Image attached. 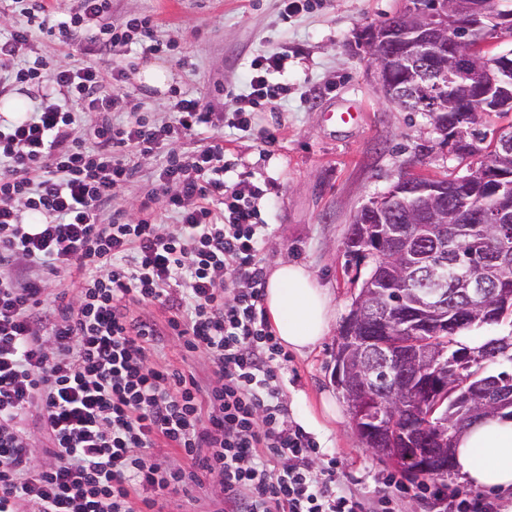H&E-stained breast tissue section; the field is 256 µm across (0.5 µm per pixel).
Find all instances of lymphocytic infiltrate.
<instances>
[{
    "label": "lymphocytic infiltrate",
    "mask_w": 512,
    "mask_h": 512,
    "mask_svg": "<svg viewBox=\"0 0 512 512\" xmlns=\"http://www.w3.org/2000/svg\"><path fill=\"white\" fill-rule=\"evenodd\" d=\"M27 2L0 40V96L23 84L37 101L23 122L0 124V512H153L184 481L164 467L166 448L210 474L230 510L360 512L335 472L300 465L315 445L287 427L272 386L285 355L261 308L262 190L227 186L223 138L168 155L153 180L148 198L176 214L173 230L112 207L135 173L132 155L212 126L187 94L173 122L114 123L133 47L167 49L154 18L115 26L112 0H76L63 18L47 0ZM79 31L86 52L109 49L108 69L18 58L35 33L65 44ZM284 59L252 60V105L282 94L269 75ZM81 109L92 123L79 122ZM27 211L42 223H25ZM61 276L78 277L75 300L50 293ZM153 304L186 351L208 355L206 378L150 364L162 329L130 308Z\"/></svg>",
    "instance_id": "obj_1"
}]
</instances>
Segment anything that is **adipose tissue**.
Masks as SVG:
<instances>
[{
    "mask_svg": "<svg viewBox=\"0 0 512 512\" xmlns=\"http://www.w3.org/2000/svg\"><path fill=\"white\" fill-rule=\"evenodd\" d=\"M263 300L274 336L288 349L302 354L328 336L330 297L303 264L283 261L270 269ZM454 463L461 478L476 486L512 487V418L488 417L459 433Z\"/></svg>",
    "mask_w": 512,
    "mask_h": 512,
    "instance_id": "adipose-tissue-1",
    "label": "adipose tissue"
}]
</instances>
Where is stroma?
<instances>
[{"label":"stroma","instance_id":"35a3bbf8","mask_svg":"<svg viewBox=\"0 0 512 512\" xmlns=\"http://www.w3.org/2000/svg\"><path fill=\"white\" fill-rule=\"evenodd\" d=\"M402 0H112L111 22L136 14L154 16L157 36L172 44L160 60L172 71L171 91L149 90L129 79L130 93L116 121H171L175 90L201 97L212 114V135L223 137L232 168L227 184L247 179L259 184L264 226L257 261L269 268L280 259L310 269L327 288L333 306L329 336L306 354L289 352L275 385L288 410V427L318 429L309 435L318 446L310 469L324 475L331 462L344 487L376 512L390 493L394 512H449L445 502L469 490L457 473L439 480L442 498L422 493L420 482L380 459L360 439L349 409L334 382L338 336L368 276L370 260H356L346 249L352 216L369 200L386 194L404 168L420 167L429 175L450 178L481 168L483 153L461 159L440 145L429 116L402 112L379 92L374 69L361 46L363 31L391 16ZM287 52L284 70L271 79L287 87L273 103L251 107L250 63L261 53ZM253 108L250 131L230 125L234 112ZM356 113L349 124L336 123V112ZM206 143L204 136H176L161 152L134 157V179L116 194L115 208L130 221L141 218L149 184L167 153L190 155ZM151 364L202 377L207 355L182 351L176 337L164 336ZM330 397L338 415L325 417L321 400ZM173 469L189 480L168 497L164 512H213L218 489L203 471L194 470L180 451L166 449Z\"/></svg>","mask_w":512,"mask_h":512}]
</instances>
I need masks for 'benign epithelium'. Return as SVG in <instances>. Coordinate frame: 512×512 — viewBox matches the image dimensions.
I'll list each match as a JSON object with an SVG mask.
<instances>
[{
    "mask_svg": "<svg viewBox=\"0 0 512 512\" xmlns=\"http://www.w3.org/2000/svg\"><path fill=\"white\" fill-rule=\"evenodd\" d=\"M511 28L512 13L489 11L487 0H463V8L455 12L448 8V0H403L398 22L368 28L362 46L384 98L396 107L414 101V111L432 118L448 153L464 158L477 152L483 139L476 125L463 130L468 115L512 112V52L484 51L499 32ZM503 155H512L509 124L490 136L481 191L471 190L473 177L462 175L451 185L437 183L428 192L431 178L408 169L385 196L364 204L353 216L352 249L371 254L377 268L385 267L384 255L390 251L408 263L410 276L396 303L418 329L454 331L456 318L449 303L459 296L489 320L512 312L509 286L489 274L506 259L508 240L502 239L501 248L488 252L484 266L450 278L448 250L456 237L448 236L447 226L436 224L435 217L437 211L453 212L460 234L472 224L511 227L512 171L497 162ZM485 197L497 199L498 206L487 209ZM390 287L392 280L377 275L370 285L372 293L363 290L356 297L336 347V386L349 400L354 423L366 435L375 429L384 431L386 417L380 404L358 398L352 386L356 367L392 395L419 382L422 404L430 406L433 434L426 447L412 449L408 458L422 470L446 474L453 441L444 407L448 371L472 365L480 356L469 347L450 358L420 345L403 351L389 336L364 337L368 323L388 330ZM480 400L503 410L512 408V394L501 390L499 379L492 376L481 384Z\"/></svg>",
    "mask_w": 512,
    "mask_h": 512,
    "instance_id": "7a95c632",
    "label": "benign epithelium"
}]
</instances>
